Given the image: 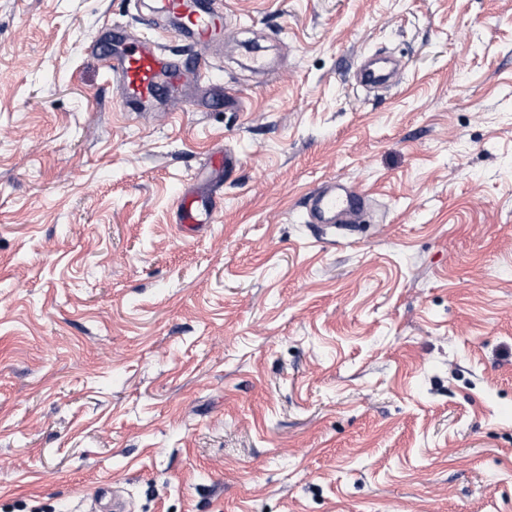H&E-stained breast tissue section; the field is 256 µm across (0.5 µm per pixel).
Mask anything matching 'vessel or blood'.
Here are the masks:
<instances>
[{
	"instance_id": "b4317fda",
	"label": "vessel or blood",
	"mask_w": 512,
	"mask_h": 512,
	"mask_svg": "<svg viewBox=\"0 0 512 512\" xmlns=\"http://www.w3.org/2000/svg\"><path fill=\"white\" fill-rule=\"evenodd\" d=\"M165 13L183 19L190 40L197 46L213 45L221 20L222 0H163ZM107 68L119 81L129 102L146 105L160 100L173 88L183 71L178 55L163 51L156 40L118 32L113 41ZM198 194L184 193L177 204L176 220L184 230L197 228L201 222ZM310 223L328 228L347 224L349 219L365 216V199L346 190L319 188L307 199Z\"/></svg>"
}]
</instances>
